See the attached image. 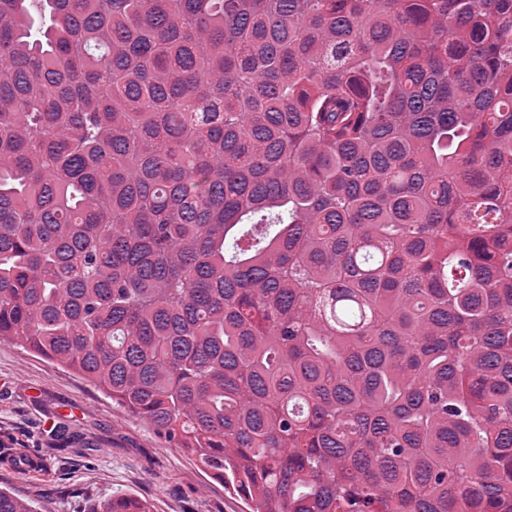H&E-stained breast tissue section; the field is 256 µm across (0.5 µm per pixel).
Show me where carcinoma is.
Instances as JSON below:
<instances>
[{"mask_svg":"<svg viewBox=\"0 0 512 512\" xmlns=\"http://www.w3.org/2000/svg\"><path fill=\"white\" fill-rule=\"evenodd\" d=\"M0 341L252 512H512V0H0Z\"/></svg>","mask_w":512,"mask_h":512,"instance_id":"carcinoma-1","label":"carcinoma"}]
</instances>
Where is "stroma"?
<instances>
[{
  "instance_id": "stroma-1",
  "label": "stroma",
  "mask_w": 512,
  "mask_h": 512,
  "mask_svg": "<svg viewBox=\"0 0 512 512\" xmlns=\"http://www.w3.org/2000/svg\"><path fill=\"white\" fill-rule=\"evenodd\" d=\"M0 488L38 512L115 494L152 512H251L198 462L72 371L0 344Z\"/></svg>"
}]
</instances>
